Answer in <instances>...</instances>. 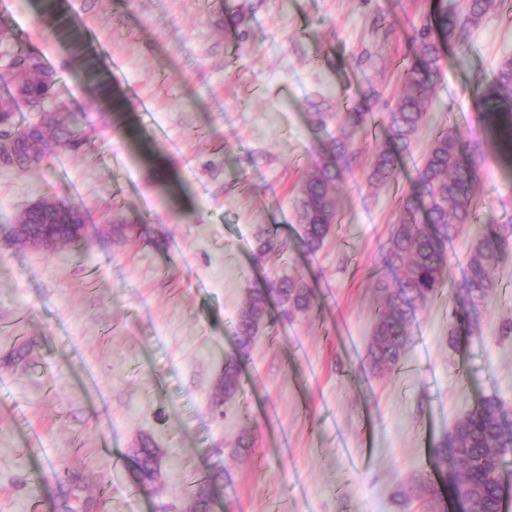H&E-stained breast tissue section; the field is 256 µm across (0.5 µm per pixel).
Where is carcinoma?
<instances>
[{"label":"carcinoma","instance_id":"carcinoma-1","mask_svg":"<svg viewBox=\"0 0 512 512\" xmlns=\"http://www.w3.org/2000/svg\"><path fill=\"white\" fill-rule=\"evenodd\" d=\"M493 0H466L464 13L444 4L435 23L425 22L417 29L410 65L404 73L402 92L388 115L386 139L377 151L370 178L383 184L397 171V145L407 142L419 130L429 107L433 77L441 58L439 37L451 39L464 23L478 22L492 7ZM42 11L56 35L68 46L76 62L82 65L85 83L94 87L103 106H112L108 80L87 53L81 36L70 18L60 11L58 0H42ZM0 80L9 82L17 96L35 107L51 97L54 87L50 74L20 48L0 71ZM483 105V120L498 143L499 152L512 156V58L505 60L493 86L478 82L473 88ZM370 113L355 106L343 115V129L354 131L365 127ZM5 132L16 135L15 158L20 165L40 152L41 142L51 137L79 150L88 145L70 118L55 119L37 134L26 128L10 126ZM350 140H338L329 152L322 154L301 178L294 206L301 227V238L309 252L320 249L338 223L337 201L333 189L342 179L339 162L349 151ZM477 165L462 155L459 136L441 131L436 136L423 164L417 170V197L403 199L398 207L387 243L383 248V264L395 283L380 278L376 281V305L367 357L371 365L384 371L397 367L410 346L409 316L442 295L447 285L448 255L445 243L459 233L461 227L476 218ZM73 205L62 207L44 204L26 213L24 223L37 237L47 230L61 243L79 242L77 224L83 218L72 213ZM142 233L137 224L112 221V235L118 240ZM509 230L491 224L471 244L467 256V272L456 291L451 310L455 325L464 322L468 307L498 292L492 271L509 256ZM283 243L277 232L262 228L257 236V258L271 259L281 252ZM300 313L318 307L314 290L295 275H284L269 288H253L241 310L237 336L245 347L258 331L269 323L272 303ZM241 392L240 366L234 358L224 361L219 388L214 395L218 412L236 400ZM512 453V438L507 435L497 402L486 398L461 417L448 435L431 449L434 466L443 474H452L450 491L460 499L465 512H503L502 463ZM134 480L153 477L160 467L159 449L151 439H141L134 451ZM224 479V471L216 469L198 482L192 493V512H210L212 490ZM417 500L426 512H447L445 497L434 481L419 476L404 495V504Z\"/></svg>","mask_w":512,"mask_h":512}]
</instances>
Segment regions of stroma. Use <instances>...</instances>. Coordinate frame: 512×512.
Returning a JSON list of instances; mask_svg holds the SVG:
<instances>
[{
	"label": "stroma",
	"mask_w": 512,
	"mask_h": 512,
	"mask_svg": "<svg viewBox=\"0 0 512 512\" xmlns=\"http://www.w3.org/2000/svg\"><path fill=\"white\" fill-rule=\"evenodd\" d=\"M112 89L102 109L34 0H10L0 27L55 75V98L89 140L40 166L0 162V512H58L78 484L80 512H186L194 484L224 471L215 512H422L402 491L429 451L484 398L512 429V258L496 295L468 310L449 345L454 292L410 317L394 370L366 358L373 275L401 198L437 132L455 130L478 163L475 223L446 246L459 282L488 221L512 225V168L475 99L512 58L502 0L452 41L431 108L388 182H369L387 114L402 91L416 30L433 0H68ZM335 194L339 220L317 252L300 239L299 179L355 105ZM78 206L84 241L17 248L11 224L47 195ZM111 212L145 224L116 240ZM273 227L280 256L255 259ZM285 272L319 309L273 310L241 346L247 292ZM242 392L213 410L227 358ZM250 436L253 448L237 443ZM151 437L161 476L135 484L132 450Z\"/></svg>",
	"instance_id": "1"
}]
</instances>
